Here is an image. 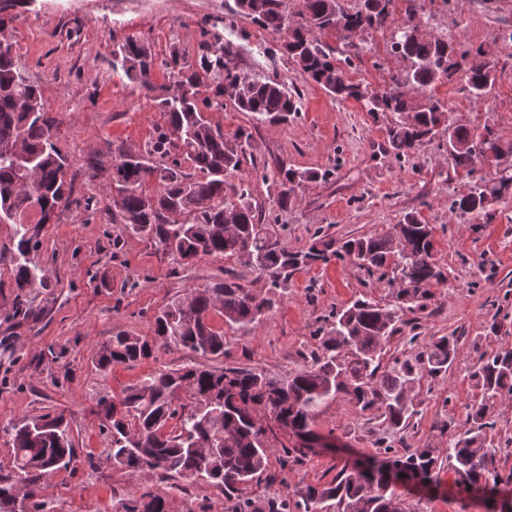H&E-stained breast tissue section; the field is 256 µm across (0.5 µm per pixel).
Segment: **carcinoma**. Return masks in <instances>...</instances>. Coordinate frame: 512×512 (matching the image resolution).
<instances>
[{
	"mask_svg": "<svg viewBox=\"0 0 512 512\" xmlns=\"http://www.w3.org/2000/svg\"><path fill=\"white\" fill-rule=\"evenodd\" d=\"M236 12L262 29L280 36V45L267 46L263 54L282 53L301 71L320 84L333 98L354 99L370 115L390 112L396 116L389 129L395 158L406 160L434 139L446 138L454 167L470 177L465 193L451 201V209L480 226L494 218L492 205L512 191V169L492 175L476 174L489 156L512 143H503L489 127L476 133L453 121L444 102L430 94L436 85L461 79L462 90L475 102L494 93L497 68L494 55L476 50L466 65L456 61L452 37L412 34L417 18L408 5L395 19V0H299L289 16L285 0H235ZM394 24L392 51L403 62L384 90L356 83L348 76L351 55L336 57L321 35L347 26L362 31ZM203 40L196 57L173 43L159 60L151 45L129 36L112 48V71L148 91L155 90L152 73L160 65L172 76L156 105L166 117L167 128L143 149L118 146L111 156L112 183L120 204L112 211V223L147 236L178 265L199 257L233 258L266 277L268 291L255 296L249 286L230 277L175 297L159 311L151 338L119 331L102 346L93 365L105 373L114 365H132L153 356L156 346H175L201 357L224 356V334L210 324L218 312L224 322L245 329L258 322L284 296L288 279L302 267L331 257H348L368 273L378 275L390 288L391 300L382 305L366 296L331 312L315 333L317 348L310 362L286 379H270L252 369L202 364L160 370L129 388L122 397L101 396L99 413L110 439L109 458L121 467L148 471L188 482L203 481L224 491V512H403L396 487L387 472L396 469L407 479H437V459L430 448L399 454L387 445L386 460L368 470L342 471L336 481L311 486L291 502H272L268 510L237 496L239 485L260 478L266 469L268 447L265 430L251 418V411L265 405L280 426L302 440H310V425L326 401L343 392L362 411L376 408L391 429H401L415 411L409 396L414 381L444 375L456 361L459 339L439 336L411 358L396 359L382 368L383 346L402 331L401 314L425 307L429 287L446 281L433 260L430 224L407 213L390 231L378 236L347 239L335 247L322 241L315 230L310 245L292 251L273 239L261 221L251 183L230 184L226 172L241 168L251 152L252 133L239 128L224 132L209 112L231 104L252 120L286 124L301 111L300 101L288 86L276 79L240 77L235 58L239 46L224 37V17L205 21ZM55 120L45 108L41 88L24 75L15 60L14 44L0 46V222L13 225L8 252L14 265L16 286L41 288L42 269L30 266L28 253L39 232L31 231V217L43 226L53 214L70 204L71 181L64 176L68 159L52 138ZM25 153L35 178L15 160ZM191 164L193 172L184 170ZM329 170H301L284 163L274 170L263 166L262 183L269 201L286 210L296 192L310 181L325 180ZM231 211L239 226L236 237L224 236V212ZM470 377L482 390V400L467 407L469 428L453 437L448 446V467L460 483L472 491L511 483L495 465L496 452L483 446L484 429L492 425L496 400L512 398V349L484 353L472 366ZM188 403H178L180 389ZM44 428L36 440L32 431ZM224 432V447L214 451L211 441ZM12 469L27 487L24 499L36 496L41 478L68 469L78 461L64 416L49 413L11 426ZM17 487L10 477H0V512H18ZM122 512H164L161 499L145 492L121 502Z\"/></svg>",
	"mask_w": 512,
	"mask_h": 512,
	"instance_id": "carcinoma-1",
	"label": "carcinoma"
}]
</instances>
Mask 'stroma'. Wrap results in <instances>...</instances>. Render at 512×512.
<instances>
[{
	"mask_svg": "<svg viewBox=\"0 0 512 512\" xmlns=\"http://www.w3.org/2000/svg\"><path fill=\"white\" fill-rule=\"evenodd\" d=\"M421 6L430 32L451 35L457 51L481 47L498 60L490 103L470 101L457 82L436 85L433 96L459 124L478 131L491 127L512 143V0H422ZM212 16L224 17L226 37L240 47L241 70L278 77L297 88L301 103L299 115L285 125L252 122L230 105L212 113L225 132L245 127L252 134L255 163H243L228 181H250L264 222L293 251L305 248L320 226L341 242L385 233L410 212L433 225L434 260L448 280L431 286L425 310L405 313L419 328L394 336L384 347L383 364L414 355L439 336L459 339V355L445 375L413 384L416 415L407 428L387 429L378 410H359L341 393L314 415L311 430L318 446L308 450L303 464L287 466L285 448L301 442L273 417H264L268 466L260 480L242 486L241 497L259 506L298 499L307 486L328 484L341 470L382 458L386 443L400 453L435 449L441 464L438 482L398 486L407 512H488L490 499H512V485L497 488L490 499L465 492L447 468L449 437L465 431L466 407L481 398L471 367L480 353L512 349V195L495 203L492 223L473 229L449 208L452 198L465 192L467 178L453 167L444 146L424 144L408 162H397L387 135L393 114L369 115L357 101L335 100L287 57L259 55L260 45L273 38L236 14L234 0H34L29 11L7 23L19 65L40 85L57 121V145L70 164L72 202L57 210L30 252L46 277L36 291V315L16 314L15 272L9 261H0V475L11 471L8 427L61 413L80 461L42 482L39 497L52 512H116L119 500L146 491L163 499L166 512H224L218 488L197 482L183 492L172 481L113 465L100 430L99 396L120 397L157 370L196 363V356L170 347L141 363L113 366L105 375L93 366L96 351L115 332L152 335L156 314L189 289L229 272L252 287L263 285L233 259L204 257L173 268L153 240L112 221V151L120 145L144 148L165 123L151 93L112 73V46L137 36L160 57L175 40L192 52ZM357 42L363 51L350 78H367L376 90L388 87L403 67L391 51L389 30L363 32ZM94 153L102 168L93 178L86 161ZM279 161L300 169L331 167L335 173L302 186L297 201L281 211L270 204L255 169ZM363 295L384 303L389 288L350 259L303 268L289 279L281 303L247 329L228 327L222 315L211 314L212 326L224 333V355L211 365L286 378L314 349L320 319ZM496 322L501 330H493Z\"/></svg>",
	"mask_w": 512,
	"mask_h": 512,
	"instance_id": "35a3bbf8",
	"label": "stroma"
}]
</instances>
